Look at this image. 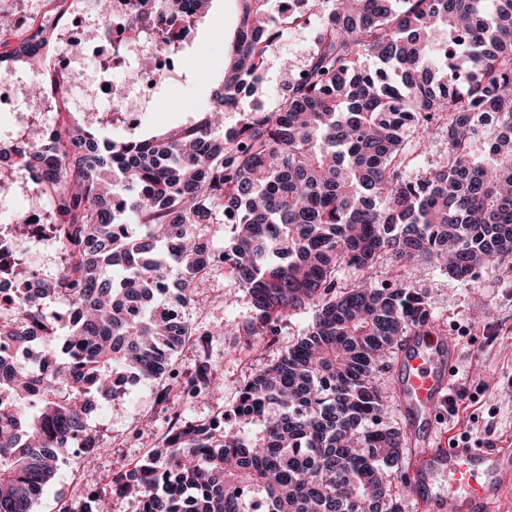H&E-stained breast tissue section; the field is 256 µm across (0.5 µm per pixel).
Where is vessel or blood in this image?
Masks as SVG:
<instances>
[{
	"label": "vessel or blood",
	"mask_w": 512,
	"mask_h": 512,
	"mask_svg": "<svg viewBox=\"0 0 512 512\" xmlns=\"http://www.w3.org/2000/svg\"><path fill=\"white\" fill-rule=\"evenodd\" d=\"M457 349L437 333L414 328L408 336L398 371L399 405L416 438L425 443L421 456L411 458L407 471L413 497L428 512H495L503 488L512 485V448L488 449L475 442L450 448L430 447L433 416L442 405L454 376ZM445 476L448 495L434 490Z\"/></svg>",
	"instance_id": "obj_1"
}]
</instances>
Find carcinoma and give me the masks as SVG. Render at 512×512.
Here are the masks:
<instances>
[{"instance_id":"carcinoma-1","label":"carcinoma","mask_w":512,"mask_h":512,"mask_svg":"<svg viewBox=\"0 0 512 512\" xmlns=\"http://www.w3.org/2000/svg\"><path fill=\"white\" fill-rule=\"evenodd\" d=\"M304 66L273 110L224 130V105L262 81L279 26L270 0H240L222 83L203 118L162 136L100 137L60 123L20 150L38 169L65 263L0 321V512H34L97 398L128 374H172L192 335L163 307L191 300L208 262L244 288L259 340L293 310L318 305L308 331L242 387L234 416L181 423L143 464L112 476L139 512H400L387 469L411 451L382 424L381 356L432 323L426 293L400 271L432 264L463 279L512 260V0H331ZM374 65L361 67V56ZM448 132L443 156L406 175V143ZM124 190L122 213L113 194ZM141 225L134 233L131 226ZM204 224L231 235L214 252ZM392 279L340 286L342 264ZM71 314L54 333L50 297ZM32 340L30 367L1 347ZM182 382L212 391L206 351Z\"/></svg>"}]
</instances>
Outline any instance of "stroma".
I'll use <instances>...</instances> for the list:
<instances>
[{"label": "stroma", "mask_w": 512, "mask_h": 512, "mask_svg": "<svg viewBox=\"0 0 512 512\" xmlns=\"http://www.w3.org/2000/svg\"><path fill=\"white\" fill-rule=\"evenodd\" d=\"M237 8L238 0H212L210 13L198 22L194 38L183 50L182 74L160 88L163 109L147 113L142 135H160L198 120L208 108L210 94L229 62ZM323 21V14L315 9L303 23L282 26L267 55L258 98L244 100V107L256 104L268 110L277 105L289 68L304 65ZM404 273L408 283L425 289L435 324L455 341L454 384L466 391L457 403L456 416L444 409L437 412L432 446H451L464 434L488 448L512 444V273L497 264L463 280L431 267H408ZM194 295L195 303L183 309L194 335L177 350L172 364L180 373H192L198 364L196 337L209 334L212 394L187 401L172 381L158 378L139 381L124 400L101 402L88 417V429L97 442L94 467H87L79 453H70L36 512H80L82 501L92 492L98 496L100 512H138L136 497L113 493V475L143 461L159 446L171 428V417L202 424L220 414L225 428H234L231 408L243 383L294 344L315 314L311 306L291 312L276 335L254 343L244 332L253 317L250 300L223 266L212 267L199 279ZM164 390L169 399L163 403L159 394Z\"/></svg>", "instance_id": "stroma-1"}]
</instances>
